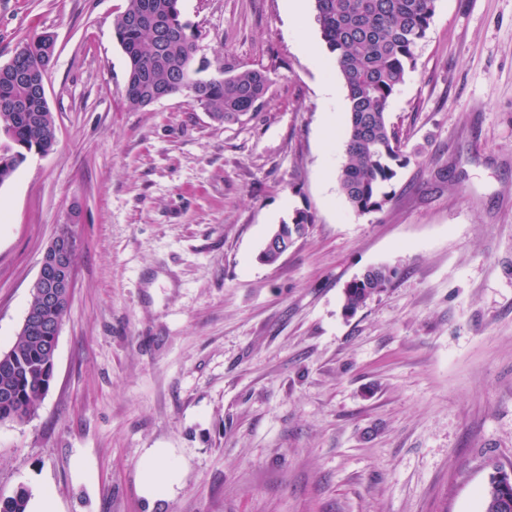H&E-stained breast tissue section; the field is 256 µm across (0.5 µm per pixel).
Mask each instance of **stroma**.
<instances>
[{"label": "stroma", "mask_w": 512, "mask_h": 512, "mask_svg": "<svg viewBox=\"0 0 512 512\" xmlns=\"http://www.w3.org/2000/svg\"><path fill=\"white\" fill-rule=\"evenodd\" d=\"M124 0H0V65L53 34L57 145L0 185V351L46 246L77 239L54 379L0 423V496L58 512H482L512 468V0H437L387 109L407 163L378 212L339 191L346 91L314 0H181L208 73L260 69L220 124L125 103ZM335 85V106L320 88ZM299 210L313 222L258 256ZM398 274L355 314L345 285ZM175 483L143 496L150 449Z\"/></svg>", "instance_id": "obj_1"}]
</instances>
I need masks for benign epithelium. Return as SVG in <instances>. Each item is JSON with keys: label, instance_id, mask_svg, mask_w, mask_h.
I'll return each instance as SVG.
<instances>
[{"label": "benign epithelium", "instance_id": "7a95c632", "mask_svg": "<svg viewBox=\"0 0 512 512\" xmlns=\"http://www.w3.org/2000/svg\"><path fill=\"white\" fill-rule=\"evenodd\" d=\"M294 242L295 239L288 236V231L280 226L269 239L266 250L279 258L288 252ZM74 251L75 236L72 225L63 224L45 248L39 273L32 286V292L39 297L40 305L28 308L22 322L24 327L39 325L49 335L47 359L51 374L54 373L55 352L62 321L49 320V314L70 302L74 288Z\"/></svg>", "mask_w": 512, "mask_h": 512}]
</instances>
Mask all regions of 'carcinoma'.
I'll use <instances>...</instances> for the list:
<instances>
[{"mask_svg": "<svg viewBox=\"0 0 512 512\" xmlns=\"http://www.w3.org/2000/svg\"><path fill=\"white\" fill-rule=\"evenodd\" d=\"M436 0H315L316 21L328 51L334 55L346 89L347 122L344 162L338 172L341 194L358 213L382 210L389 201L386 184L407 162L403 144L387 119L390 98L415 65V51L425 37ZM183 21L180 0H126L116 17L114 36L128 66L126 103L147 107L156 92L185 93L219 122H234L257 110L270 77L245 70L232 75L219 69L202 77L194 67L196 46ZM43 33L29 38L22 50L0 66V186L37 151H52L56 124L47 100L38 92L54 54ZM397 270L387 265L367 269L359 282L346 285L343 308L354 313L383 292ZM48 337L20 334L0 351V423L29 420L48 382L45 345ZM8 394L11 400L4 399ZM31 492L20 487L0 497V512H27ZM483 512H512V492L504 494L490 475Z\"/></svg>", "mask_w": 512, "mask_h": 512, "instance_id": "cac0c4a2", "label": "carcinoma"}]
</instances>
